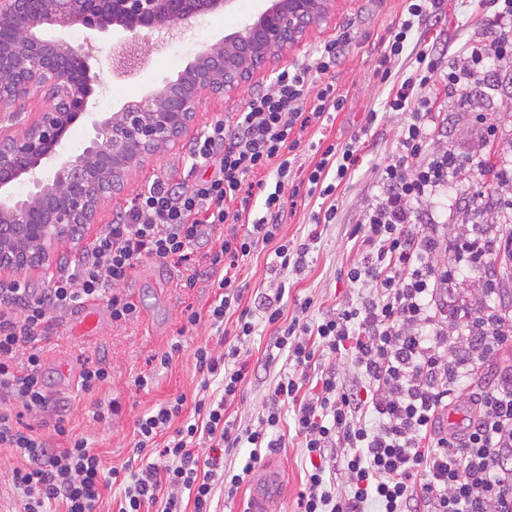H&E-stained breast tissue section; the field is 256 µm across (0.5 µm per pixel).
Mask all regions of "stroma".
I'll return each instance as SVG.
<instances>
[{
    "label": "stroma",
    "instance_id": "obj_1",
    "mask_svg": "<svg viewBox=\"0 0 512 512\" xmlns=\"http://www.w3.org/2000/svg\"><path fill=\"white\" fill-rule=\"evenodd\" d=\"M261 6V0H235L232 9L199 16L175 32L167 55L150 54L135 74L116 77L110 69H103L102 81L88 99L89 111L116 110L127 101L143 97L163 79L176 78L198 53L238 30ZM403 7V0H344L326 26L309 34L301 46L268 61L239 85L235 95L205 96L187 133L143 156L121 190L109 199L100 215L101 223H110L127 201L155 178L192 184L195 177L185 165L183 155L205 125L217 117L241 111L251 94L271 83L277 72L305 60L324 42L345 32L350 40L335 69L313 75L312 81L317 87L335 84L345 97L342 110L322 129L327 142L341 145L359 139L362 158L350 181L335 193V224L323 230L304 270L287 276L282 305L285 317L300 314L305 322L314 325L344 305L360 304L371 296L372 288L347 279L350 266L362 257L361 248L356 240L350 239L349 231L360 220L367 204L380 194V172L397 156L401 134L411 120L410 113L385 111L389 88L373 76L381 56V39L398 24ZM500 33V28L487 24L475 0H443L438 15L429 18L419 31L422 42L447 44L453 54L464 44L488 41ZM424 93L432 106V120L427 125L428 152L445 147L465 160L463 166L449 173L447 189L437 190L432 198L442 240L438 263L459 276L457 312L448 321V332L453 335L464 316L477 315L487 307L512 304V258L506 252L495 254L493 264L474 272L460 262L456 249L461 235L472 237L480 233L494 241L506 233L508 223L512 222V184L501 186L489 179H479L475 170L479 160L491 158L512 176V60L495 63L492 79L486 84H466L453 94L437 75ZM461 95L469 98L468 108L457 106L456 99ZM94 238V232L83 229L74 239L55 245L50 273L24 276V284L33 294H40L50 277L72 270ZM275 263L274 247L270 244L258 245L242 261V306L256 307L260 293L276 277ZM185 275L184 269L167 263L142 261L123 289L137 306L130 321L113 323L106 303L101 301L97 310L102 326L93 339L71 335L70 328L77 316L72 310L42 343L48 392L56 401L68 405L70 428L86 438L105 468L124 469L133 458L138 441L136 421L143 414L183 395L187 398L183 415L189 418L194 414L196 398L217 401L224 393L217 380L201 387L193 352L200 346L217 348L222 338L233 337L236 318L230 314L223 325H213L207 315L216 293L211 278L200 276L195 287L183 288L179 282ZM190 310L198 312L200 320L185 333L181 327ZM253 323L254 332L241 356L248 376L226 411L229 419L240 425L256 422L269 398L273 373L286 366L284 355L272 347L273 327L259 315ZM176 343L181 346L180 352L172 353L168 365H161V356L171 352ZM86 360L102 362L111 372L110 381L91 397L68 387L69 374L80 372ZM140 376L148 380L142 389L134 384ZM98 404L109 407L106 420H95L93 411ZM281 413L278 434L282 446L267 458L268 463L280 468L285 484L284 494L273 512H297L298 498L305 488L303 439L296 433L292 408L282 407Z\"/></svg>",
    "mask_w": 512,
    "mask_h": 512
}]
</instances>
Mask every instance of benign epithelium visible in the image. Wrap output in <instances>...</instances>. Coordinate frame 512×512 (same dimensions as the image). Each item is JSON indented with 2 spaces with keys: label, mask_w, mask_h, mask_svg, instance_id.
<instances>
[{
  "label": "benign epithelium",
  "mask_w": 512,
  "mask_h": 512,
  "mask_svg": "<svg viewBox=\"0 0 512 512\" xmlns=\"http://www.w3.org/2000/svg\"><path fill=\"white\" fill-rule=\"evenodd\" d=\"M235 0H0V109L20 95L45 93L46 109L24 131L0 140V272L22 275L46 265L54 241L75 224L96 223L101 202L121 188L143 148L188 129L206 94H231L267 60L302 43L328 23L340 0H265L239 30L207 46L176 79L91 122L82 151L70 153L66 132L83 113L100 70L84 47L65 39L74 27L102 33L110 26L163 39L201 14ZM144 63L142 47L123 41L109 58L112 73ZM33 189L21 200L13 183ZM22 226L21 237L5 230Z\"/></svg>",
  "instance_id": "1"
}]
</instances>
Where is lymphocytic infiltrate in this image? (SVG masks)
Returning <instances> with one entry per match:
<instances>
[{
  "label": "lymphocytic infiltrate",
  "mask_w": 512,
  "mask_h": 512,
  "mask_svg": "<svg viewBox=\"0 0 512 512\" xmlns=\"http://www.w3.org/2000/svg\"><path fill=\"white\" fill-rule=\"evenodd\" d=\"M430 2L406 0L401 22L382 41L375 70L381 83L391 80V60L403 54L414 31L431 16ZM341 44L338 38L329 41L307 63L281 70L231 119L204 126L189 145L187 161L191 168L208 169V176L186 186L155 179L105 226L72 271L39 296L18 285L0 289V449L17 461L12 480L25 496L22 512H46L50 505L60 512H98L109 478L120 475L104 470L86 439L72 435L66 407L47 390L41 343L57 314L89 301H106L113 322L132 319L136 305L118 289L145 259L185 266V288L195 287L200 274L216 276L219 291L209 315L218 324L236 312L238 331L225 341L223 352L200 347L193 353L203 382L224 380L220 404L195 401L201 423L174 426L186 402L182 396L138 419L136 455L163 434L166 463H149L132 474L118 512L154 507L184 512L183 490L192 499V512H213L212 474L201 471L195 444L204 438L227 450L249 447L243 465L227 463L222 469L224 495L234 498L255 466L279 450L276 433L285 403L292 406L308 464L299 512H365L370 501L381 512H512V365L496 358L512 345V332L495 313L483 310L472 323V335L451 340L430 313L435 296L448 295L455 275L435 261L440 242L434 216L422 204L463 163L447 150L423 156L426 99L418 89L437 72L440 47L417 50L421 77L406 78L386 101L389 111L412 110L414 120L403 130L400 155L381 173L379 201L352 230L365 256L347 276L354 283L370 282L375 298L337 310L314 327L296 317L285 324L276 303L285 287L277 285L261 310L275 328V347L286 352L295 373L274 383L257 425L242 429L225 416V404L235 400L245 378L235 362L254 331L252 311L240 306L241 261L258 243L274 240L284 216V189L319 198L317 223H333L332 196L351 179L359 160L356 145L331 143L306 176L295 169L304 133L343 108L344 97L331 83L313 100L304 97L312 74L335 68ZM504 59H512V36L506 34L468 45L462 58L449 61L445 78L452 86L475 82L488 63ZM271 169L277 176L272 186L265 178ZM256 196L264 214L242 227L243 212ZM205 240L211 246L201 257L197 247ZM343 351L352 353L365 387L323 367L326 355ZM477 364L487 366L493 388L470 395L462 430H443V413L460 398V376ZM310 380L317 391L306 390ZM27 413L47 416L67 447H51L23 425ZM370 414L378 420L373 429L365 421ZM340 467L348 477L342 490L334 483Z\"/></svg>",
  "instance_id": "1"
}]
</instances>
